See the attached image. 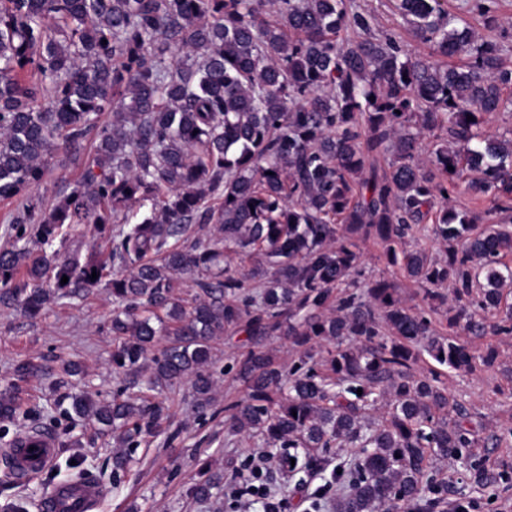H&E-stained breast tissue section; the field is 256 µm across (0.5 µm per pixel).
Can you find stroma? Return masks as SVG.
<instances>
[{"instance_id": "stroma-1", "label": "stroma", "mask_w": 512, "mask_h": 512, "mask_svg": "<svg viewBox=\"0 0 512 512\" xmlns=\"http://www.w3.org/2000/svg\"><path fill=\"white\" fill-rule=\"evenodd\" d=\"M396 5L397 0H352L353 9L372 14L375 36L392 35L409 54L425 53ZM360 250L366 277L389 280L403 305H420L417 286L387 263L381 245L369 240ZM116 310L102 288L64 306L50 305L35 320L19 307L0 306V392L10 391L20 404L15 421H0V449L30 431L51 434L59 446L51 469L26 481L13 480L0 462V512H46L47 491L78 472L104 491L96 512H230L223 494L198 501L190 489L200 480L202 467L239 470L256 452L251 440L228 433L224 423L225 404L245 395L241 383L224 373L243 336L224 335L213 343L216 386L211 410L203 416L195 413L190 385L164 391L161 398L169 408L165 434L142 442L127 469L117 473L112 456L119 447L111 434L67 414L75 393L86 390L108 400L120 385L112 368L111 322ZM457 339L477 357L495 351L494 366L476 373L439 369L425 355L417 371L425 375L439 369L451 401L467 409L476 442L472 454L480 467L474 470L452 459L436 460L434 466L448 482L449 498L473 503L474 512H512V335L462 332ZM26 362L35 365V372L17 379V366ZM66 363L79 365L80 373L65 374ZM263 476L267 487L286 497L287 512H309L311 496L320 491L326 499L321 512H333L335 494L324 491L323 477L307 476L298 483L275 464Z\"/></svg>"}]
</instances>
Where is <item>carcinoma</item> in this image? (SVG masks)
I'll return each mask as SVG.
<instances>
[{"instance_id": "carcinoma-1", "label": "carcinoma", "mask_w": 512, "mask_h": 512, "mask_svg": "<svg viewBox=\"0 0 512 512\" xmlns=\"http://www.w3.org/2000/svg\"><path fill=\"white\" fill-rule=\"evenodd\" d=\"M349 4L0 0V199L18 202L0 305L35 319L102 286L121 306L112 365L149 376L134 398L124 386L70 404L123 448L115 469L165 433L163 390L188 383L194 410L212 407V342L226 331L246 336L232 366L246 393L224 406L232 431L295 462L290 474L357 449L331 471L335 512L430 508L448 491L434 460L470 455L466 409L416 365L424 343L441 366L490 368L495 356L475 362L457 333L512 335V228L479 227L512 211V136L488 128L491 113L512 112V71L446 0H399L426 57L373 37L371 15ZM348 29L357 39L345 45ZM459 54L464 65L447 64ZM60 150L81 172L46 204L36 191ZM389 150L381 174L370 157ZM463 183L482 213L448 208ZM144 200L153 209L139 218ZM427 223L443 264L402 247ZM89 224L103 249H55ZM370 238L426 306H403L385 279L360 280L358 241ZM175 274L199 292L174 295ZM440 312L448 336L432 338ZM275 337L301 352L286 370L268 348ZM325 341L334 349L317 361ZM16 411L0 395V420ZM223 486L208 469L192 493L207 500Z\"/></svg>"}]
</instances>
